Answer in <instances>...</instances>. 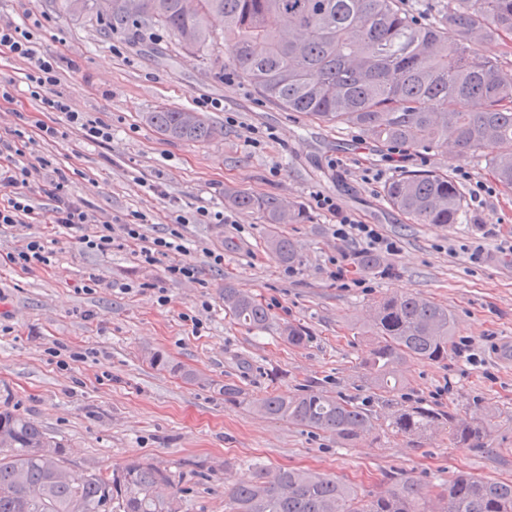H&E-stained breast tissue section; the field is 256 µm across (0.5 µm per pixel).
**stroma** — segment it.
Here are the masks:
<instances>
[{
	"label": "stroma",
	"mask_w": 512,
	"mask_h": 512,
	"mask_svg": "<svg viewBox=\"0 0 512 512\" xmlns=\"http://www.w3.org/2000/svg\"><path fill=\"white\" fill-rule=\"evenodd\" d=\"M7 22L29 31L53 59L52 94L112 127L107 142L85 140L66 114L43 110L30 95L25 62L0 48V137L25 132L26 154L51 163L25 188L38 222L0 226V409L64 443L72 479L139 458L172 475L182 512H228L227 487L259 469H309L364 496L406 478L430 492L459 473L512 478V192L495 184L484 159L449 147L408 149L401 168H392L387 149L358 130L269 103L228 54L205 60L181 52L161 29L142 37L104 32L94 18L66 14L50 0H0V24ZM204 100L209 108H201ZM161 105L204 109L224 133L204 144L164 139L146 119ZM43 124L57 128V138L39 139ZM461 168L472 176L461 185V223H411L384 196L404 172L453 176ZM58 174L96 219L144 214L149 240L176 215L200 207L223 213V223L182 229L200 282L169 281L162 266L141 265L131 245L100 254L84 250L74 233L52 231L48 184ZM480 182L492 191L476 203L470 195ZM228 186L305 210L307 222L279 227L296 247L293 266L267 250L268 226L257 212L225 207ZM318 192L379 225L399 252L380 254L377 268L353 265L349 285L336 282L334 260L357 247L336 240L335 216L314 206ZM43 234L51 266L24 271L8 262ZM212 250L223 253V266H212ZM228 283L268 307L265 329L225 314ZM406 291L448 306L454 345L442 361L407 362L406 386L388 400L361 369L370 350L366 314L381 296ZM196 318L202 329H194ZM289 323L309 330L306 345L283 340ZM153 352L168 368L150 364ZM190 372L195 380H187ZM228 384L246 403H225ZM306 391L349 397L380 419L416 404L460 418L489 406L497 419L483 448L379 429L346 446L249 405L271 392Z\"/></svg>",
	"instance_id": "1"
}]
</instances>
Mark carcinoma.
Segmentation results:
<instances>
[{
    "instance_id": "1",
    "label": "carcinoma",
    "mask_w": 512,
    "mask_h": 512,
    "mask_svg": "<svg viewBox=\"0 0 512 512\" xmlns=\"http://www.w3.org/2000/svg\"><path fill=\"white\" fill-rule=\"evenodd\" d=\"M74 16L92 15L118 32L163 29L180 49L215 50L210 18H224L223 46L240 76L267 101L331 127H354L382 147L430 149L454 145L480 156L503 189L512 191V68L484 57L479 45L512 47V0H447L430 21L404 0H60ZM187 108L159 107L148 119L164 137L206 143L224 134L205 115L186 120ZM387 202L414 224H456L464 196L437 172H409L385 188ZM224 204L258 212L269 226L267 248L281 264L297 260L294 244L278 232L300 224L303 209L284 210L275 196L224 188ZM224 310L238 324L263 329L266 306L231 284ZM365 376L382 393L403 388L400 367L410 360L448 357L453 316L448 307L414 292L373 305ZM282 335L300 347L308 330L288 325ZM258 412L336 436L351 445L375 429V416L341 396L305 392L283 399L268 394ZM492 411L458 419L423 406L396 410L383 431L412 439L444 434L483 448ZM58 449L54 457L43 446ZM61 443L28 418L0 410V512H180L179 491L167 471L131 459L110 475L89 473L74 483L57 479L65 466ZM229 512H512V479L456 475L427 494L404 480L383 495L364 498L350 485L301 468L261 470L228 489Z\"/></svg>"
}]
</instances>
